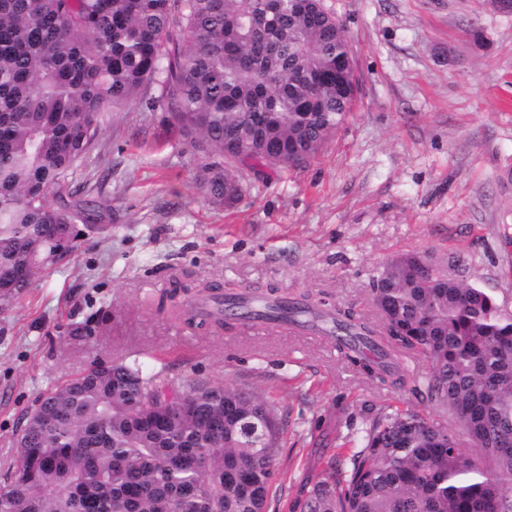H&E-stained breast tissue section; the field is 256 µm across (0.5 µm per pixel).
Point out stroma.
<instances>
[{
    "label": "stroma",
    "mask_w": 512,
    "mask_h": 512,
    "mask_svg": "<svg viewBox=\"0 0 512 512\" xmlns=\"http://www.w3.org/2000/svg\"><path fill=\"white\" fill-rule=\"evenodd\" d=\"M343 21L359 90L347 122L307 164L245 172L232 207L196 184L195 155L168 113H112L75 182L112 220L74 227V249L0 306V479L46 390L93 360L139 358L184 378L275 400L283 428L272 512L389 404L432 416L426 390L381 385L311 330L254 323L187 328L157 310L209 284L326 293L378 322L376 270L403 253L459 256L469 281L512 310V14L486 0H325Z\"/></svg>",
    "instance_id": "1"
}]
</instances>
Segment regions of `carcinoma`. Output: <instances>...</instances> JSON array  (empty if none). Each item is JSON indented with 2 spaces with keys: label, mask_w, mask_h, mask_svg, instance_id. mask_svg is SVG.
Listing matches in <instances>:
<instances>
[{
  "label": "carcinoma",
  "mask_w": 512,
  "mask_h": 512,
  "mask_svg": "<svg viewBox=\"0 0 512 512\" xmlns=\"http://www.w3.org/2000/svg\"><path fill=\"white\" fill-rule=\"evenodd\" d=\"M344 24L324 0H0V293L22 268L73 248L107 213L73 173L136 99L168 112L216 204L242 169L316 156L357 94ZM190 327L266 320L318 328L358 372L414 389L428 364L444 420L382 409L350 456L291 512H512V310L459 257L392 259L373 279L377 326L321 295L222 294ZM138 358L92 361L39 400L0 483V512H268L280 475L273 401L188 378L155 393Z\"/></svg>",
  "instance_id": "obj_1"
}]
</instances>
